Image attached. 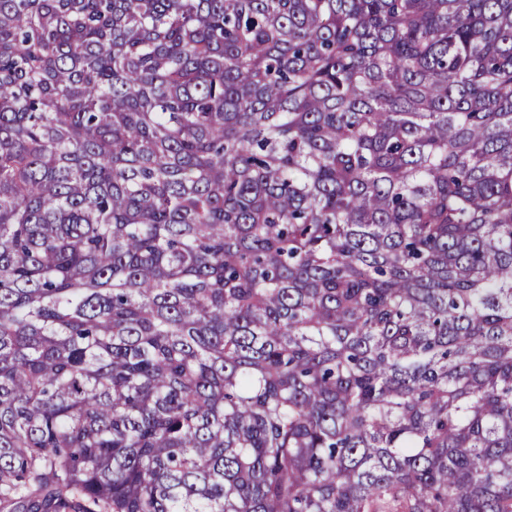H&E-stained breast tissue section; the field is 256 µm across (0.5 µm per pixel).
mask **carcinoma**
<instances>
[{"mask_svg":"<svg viewBox=\"0 0 512 512\" xmlns=\"http://www.w3.org/2000/svg\"><path fill=\"white\" fill-rule=\"evenodd\" d=\"M0 512H512V0H0Z\"/></svg>","mask_w":512,"mask_h":512,"instance_id":"1","label":"carcinoma"}]
</instances>
